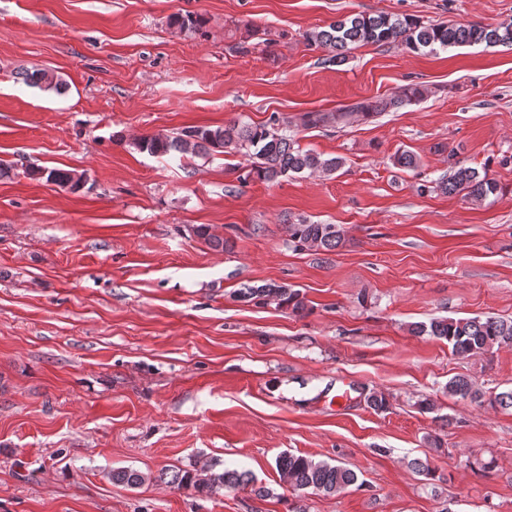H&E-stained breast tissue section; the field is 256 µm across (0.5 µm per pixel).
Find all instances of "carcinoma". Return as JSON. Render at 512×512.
Returning <instances> with one entry per match:
<instances>
[{
  "instance_id": "carcinoma-1",
  "label": "carcinoma",
  "mask_w": 512,
  "mask_h": 512,
  "mask_svg": "<svg viewBox=\"0 0 512 512\" xmlns=\"http://www.w3.org/2000/svg\"><path fill=\"white\" fill-rule=\"evenodd\" d=\"M309 44L328 52V61L342 65L347 61V52L352 45H403L411 51L439 47L447 49L456 46L476 44L512 43V23L497 27L478 23L468 24H425L417 19L398 15H355L336 20L323 28L306 34ZM24 80L44 91L61 93L65 89L63 81L54 72L36 70L25 73ZM423 89L418 85L406 87L396 97L380 98L374 101H359L337 108L331 112H305L290 119L276 112L261 124L233 122L215 128L210 126H188L176 135H152L134 141L141 152L151 155H168L172 152L183 157H196L207 154L212 149L229 148L243 152L253 159L251 172L259 179L274 181L288 173L309 172L331 174L341 167L338 157L324 158L311 150L301 148L290 135V128L301 126L345 127L355 118L365 119L381 115L389 109H396L421 99ZM46 179L61 186L77 190L84 182V175L51 169L43 171ZM453 196H464L483 200L498 192L496 180L487 170H478L462 165L455 166L453 173L432 181V185H420V191L429 189ZM290 240L299 250L315 249L323 252L335 250L343 240V231L336 224H315L304 220L288 225ZM239 295L266 304L270 301L301 313L305 309L300 290L285 286L265 284L243 288ZM415 336H431L448 343L457 355H470L488 352L494 348L512 346V319L489 316L480 318H436L430 323H418L411 328ZM448 395L469 401L478 406L512 408V390L486 394L475 388L473 382L456 376L448 381ZM276 470L282 484L294 489H312L324 495H336L356 484L357 474L343 466L316 461L303 455L283 453L276 458ZM112 481L135 487L143 483L147 476L127 468H119L110 473ZM160 481L177 489L192 488L199 494L213 495L224 488L247 487L252 478L246 472L226 469L221 473L203 475L198 469H180L157 476Z\"/></svg>"
}]
</instances>
